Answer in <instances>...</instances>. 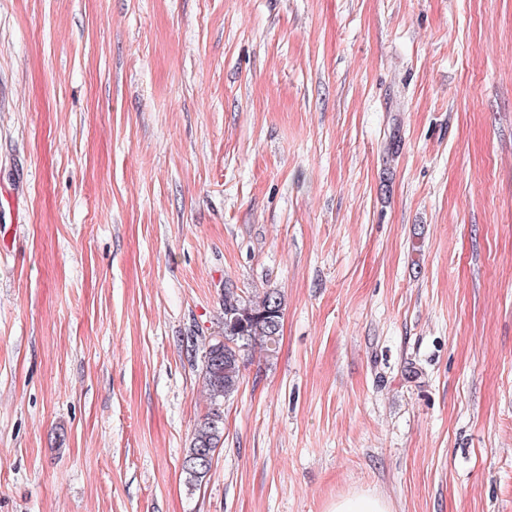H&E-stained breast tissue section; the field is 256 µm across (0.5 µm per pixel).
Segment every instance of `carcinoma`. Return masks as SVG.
Segmentation results:
<instances>
[{"instance_id":"cac0c4a2","label":"carcinoma","mask_w":512,"mask_h":512,"mask_svg":"<svg viewBox=\"0 0 512 512\" xmlns=\"http://www.w3.org/2000/svg\"><path fill=\"white\" fill-rule=\"evenodd\" d=\"M282 317V299L274 291L254 301L232 288L224 289V321L202 350V377L211 408L195 430L182 462L189 483L203 481L211 470L224 436V399L238 390L248 352L259 344L268 356L277 354Z\"/></svg>"}]
</instances>
